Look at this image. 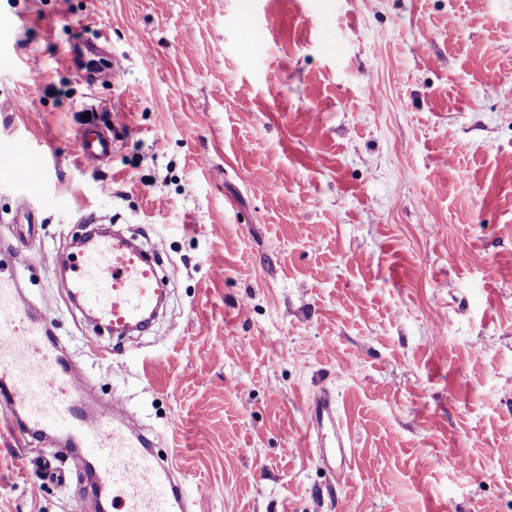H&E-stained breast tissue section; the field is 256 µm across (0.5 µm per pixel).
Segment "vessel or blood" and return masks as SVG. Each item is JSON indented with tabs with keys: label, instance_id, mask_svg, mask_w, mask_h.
I'll list each match as a JSON object with an SVG mask.
<instances>
[{
	"label": "vessel or blood",
	"instance_id": "obj_1",
	"mask_svg": "<svg viewBox=\"0 0 512 512\" xmlns=\"http://www.w3.org/2000/svg\"><path fill=\"white\" fill-rule=\"evenodd\" d=\"M82 156L96 163L112 148L102 132L81 131ZM0 176L38 191L40 175L19 150L0 156ZM71 296L91 321L114 331L142 328L154 316L160 294L157 272L123 236L99 233L86 240L69 264ZM52 322L34 313L22 296L11 265L0 263V377L26 429L59 435L71 446H90L99 464L97 486L80 512H184L178 465L148 451L140 432L124 417L122 401L81 403L82 380L56 353ZM310 418L315 432L332 429L335 444L320 449L318 461L346 467L347 432L330 396L317 398Z\"/></svg>",
	"mask_w": 512,
	"mask_h": 512
}]
</instances>
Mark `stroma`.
<instances>
[{
    "label": "stroma",
    "instance_id": "35a3bbf8",
    "mask_svg": "<svg viewBox=\"0 0 512 512\" xmlns=\"http://www.w3.org/2000/svg\"><path fill=\"white\" fill-rule=\"evenodd\" d=\"M6 148L41 188L0 178V254L188 512H512V0H0ZM109 224L170 281L122 339L57 271ZM322 393L343 475L315 461ZM13 416L0 512H79L93 449ZM78 144L82 156L91 163L99 162L112 148V142L104 132L94 133L90 130L80 132ZM310 418L312 428L319 436L325 428H330L335 433V445L330 448H321L318 453V462L320 464H333L345 473L346 467V446L347 432L344 427V421L336 412V406L329 395H323L317 398L311 407Z\"/></svg>",
    "mask_w": 512,
    "mask_h": 512
}]
</instances>
